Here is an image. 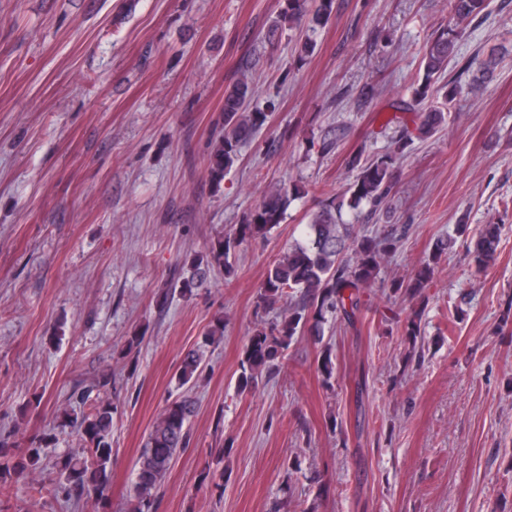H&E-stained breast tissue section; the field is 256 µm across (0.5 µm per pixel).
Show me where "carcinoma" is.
Returning a JSON list of instances; mask_svg holds the SVG:
<instances>
[{
  "mask_svg": "<svg viewBox=\"0 0 512 512\" xmlns=\"http://www.w3.org/2000/svg\"><path fill=\"white\" fill-rule=\"evenodd\" d=\"M316 2L311 23L321 26L336 12V0ZM485 3L486 0H450L454 24L436 31L428 42L421 61L423 74L413 89L414 102L418 106L425 105L423 111L416 113L413 125L402 126L393 147L386 153L366 162L362 161L361 151L350 157L348 165L352 176L343 193L321 200L320 208L304 225V241L291 247L267 270L257 292V306L264 311L279 309L278 319L256 329L250 337L238 378L240 392L251 389L263 373L279 367L294 337L308 335L320 340L327 316L349 324L357 318L365 290L379 276L384 261L396 252L397 244L407 235L410 225L402 224L379 236L359 234L354 225L344 222L343 212L348 210L365 221L380 214L387 204L399 160L414 140L429 138L447 125L448 114L462 92V80H467L466 85L475 91L493 76L498 61L492 52L479 63L475 72L470 63L460 67L454 81L448 83L444 103H429L433 82L447 70L457 41L484 11ZM306 14L307 0H287V5L267 30L268 41L301 22ZM252 94L253 88L245 75L224 91V132L215 141L208 162L210 181L217 188L238 161L241 146L273 116L271 110H248ZM299 194V187L285 184L271 191L263 203L224 234L209 253L192 260L190 275L180 281V293L191 296L195 289L207 287L210 274L216 269L224 270L227 279L233 277L235 268L228 262L230 253L249 240L266 236L282 223L290 202ZM499 242L498 225H483L469 252L476 270H484L495 261ZM348 248L351 256L346 259L343 253ZM447 250L448 241L438 240L432 256L421 263L412 276L392 279L391 296L421 298L423 288L432 279L435 266ZM404 332L412 343H417L422 337L421 312L416 311L407 319ZM202 372V354L195 349L188 351L178 367L179 385H187ZM110 387L112 377L101 376L96 388L102 395L91 401L82 394L80 401L87 410L74 417L64 413L65 426L75 430L81 451L63 460L64 484L49 488L47 492L62 493L76 502L83 499L100 502L108 496L113 418L112 398L108 396ZM196 407L197 401L192 395L181 393L156 417L135 463L128 512H156V491L177 450L187 446L188 424ZM39 460L38 448H18L13 456L0 462V472L27 475L36 469Z\"/></svg>",
  "mask_w": 512,
  "mask_h": 512,
  "instance_id": "cac0c4a2",
  "label": "carcinoma"
}]
</instances>
